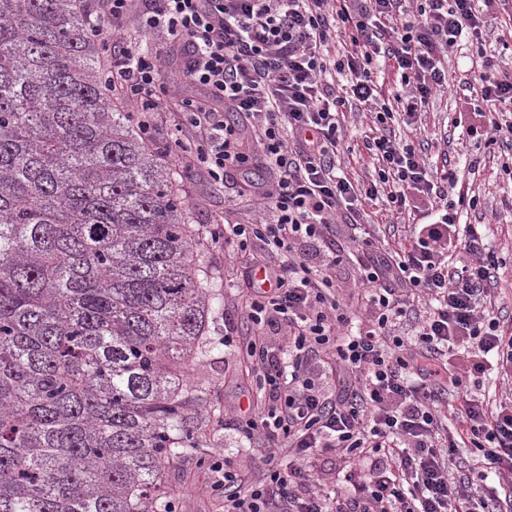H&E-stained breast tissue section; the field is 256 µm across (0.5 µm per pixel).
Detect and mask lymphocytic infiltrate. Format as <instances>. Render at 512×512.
<instances>
[{
	"instance_id": "1",
	"label": "lymphocytic infiltrate",
	"mask_w": 512,
	"mask_h": 512,
	"mask_svg": "<svg viewBox=\"0 0 512 512\" xmlns=\"http://www.w3.org/2000/svg\"><path fill=\"white\" fill-rule=\"evenodd\" d=\"M497 2L100 0L89 11L91 35L111 54L108 79L118 99L146 129L167 121L193 129L192 138H174L179 162L217 178L248 162L273 175L244 188L262 204L265 222L225 225L223 237L237 253L254 239L267 251L242 273L257 332L243 343L225 334L224 344L244 347L259 366L262 409L246 420L243 436L275 447L255 476L214 462L211 488L224 512H503L512 504V402L489 407L451 362L461 357L473 375L497 366L512 386V334L486 304L500 261L478 225L452 233L448 189L456 170L430 169L413 144L387 132L397 114L417 125L423 106L448 87L458 43L482 37ZM135 13L147 31L180 47L186 87L206 90L210 105L184 98L183 118L174 122L161 111L159 56L122 35ZM476 56L473 88L488 106L489 142L511 152L512 52L491 54L478 43ZM382 59L396 62L406 88L392 102L381 98L375 80ZM349 104L373 114L364 146L377 166L359 182L336 166L339 114ZM228 109L243 123L227 124ZM381 195L394 211L418 216L410 245L385 250L367 240L360 204ZM339 221L358 244L353 282L368 313L360 323L356 305L335 294L332 272L342 255L332 228ZM456 252L465 262L449 265ZM314 253L321 262L311 261ZM259 271L268 289L255 288ZM423 294L429 306L414 336L394 334ZM330 351L331 389L310 375L311 363ZM450 392L461 412L451 432L439 414ZM462 448L478 466L458 465ZM327 449L343 462L328 491L311 472ZM491 476L503 502L475 485Z\"/></svg>"
}]
</instances>
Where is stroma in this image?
Returning <instances> with one entry per match:
<instances>
[{"label":"stroma","instance_id":"35a3bbf8","mask_svg":"<svg viewBox=\"0 0 512 512\" xmlns=\"http://www.w3.org/2000/svg\"><path fill=\"white\" fill-rule=\"evenodd\" d=\"M123 35L126 39L152 45L165 58V98L169 105H176L185 94L176 51L170 50L160 37L142 31L133 18L125 22ZM449 70L450 88L430 99L422 114V123L431 130L447 131L450 142L446 145L430 143L423 155L434 168L447 159L466 166L470 158H481L478 171L464 173L457 185L449 189L448 198L454 201L459 195L472 192L480 195L477 208L459 207L456 225L460 228L467 224L483 225L489 247L501 260L493 301L504 323L511 325L512 158L490 154L486 146L487 130L477 115L480 104L469 91L474 76L470 52L455 51ZM346 125L347 135L338 158L346 174L356 179L373 170V161L364 147L371 117L350 114ZM271 178L268 170L253 164L229 170L220 182L212 180L205 170L195 168L182 176L177 185L189 206L195 229L206 242L204 266L209 286L222 298L220 309L209 321L214 347L194 374L195 380L211 390L217 404L214 415L203 419L200 428L210 443V454L225 458L232 468L252 471L257 470L261 457L266 455L268 443L261 437L251 441L243 439L238 416L248 410L260 388L250 361L221 345L220 340L229 327L241 337L254 332L252 323L243 313L249 294L238 287L237 281L250 255L261 253L262 244L254 242L250 255L233 257L215 247L210 238L223 231L225 224L257 221L260 217L257 202L240 196L239 191L244 183H263ZM363 208L376 243L391 248L409 237L411 228L407 222L391 217L381 204L367 202ZM210 476V468L198 466L196 451L184 452L169 472L176 512H220V503L209 488Z\"/></svg>","mask_w":512,"mask_h":512}]
</instances>
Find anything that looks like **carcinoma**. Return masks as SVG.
<instances>
[{"mask_svg":"<svg viewBox=\"0 0 512 512\" xmlns=\"http://www.w3.org/2000/svg\"><path fill=\"white\" fill-rule=\"evenodd\" d=\"M75 0H0V512H173L221 298Z\"/></svg>","mask_w":512,"mask_h":512,"instance_id":"1","label":"carcinoma"}]
</instances>
